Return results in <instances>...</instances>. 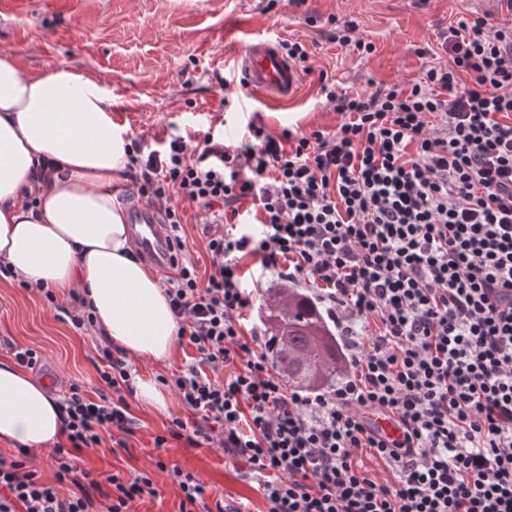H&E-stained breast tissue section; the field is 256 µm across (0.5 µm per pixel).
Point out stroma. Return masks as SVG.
I'll return each instance as SVG.
<instances>
[{"mask_svg":"<svg viewBox=\"0 0 512 512\" xmlns=\"http://www.w3.org/2000/svg\"><path fill=\"white\" fill-rule=\"evenodd\" d=\"M473 15L491 28L512 26V0H0V51L33 75L66 65L104 78L113 119L156 149L177 136L203 139L211 129L231 142L251 120L275 135L333 128L340 117L322 102L320 76L351 93L407 85L425 61H448L441 33ZM347 22L372 52L336 42ZM247 31L304 44L312 72L293 101L272 104L239 86L228 59ZM420 48L429 58L417 56ZM13 344L38 352L41 368L33 376L53 395L76 383L93 396L101 386L94 337L73 330L37 290L0 275V358L10 357ZM127 401L139 424L132 451L106 442L82 453L83 467L126 474L150 469L160 457L198 476L211 501L231 498L248 512H264L256 480L221 449L182 441L154 448V435L182 414L178 400L165 414L143 408L135 396Z\"/></svg>","mask_w":512,"mask_h":512,"instance_id":"obj_1","label":"stroma"}]
</instances>
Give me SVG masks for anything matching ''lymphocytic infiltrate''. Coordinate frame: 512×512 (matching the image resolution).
<instances>
[{
    "instance_id": "lymphocytic-infiltrate-1",
    "label": "lymphocytic infiltrate",
    "mask_w": 512,
    "mask_h": 512,
    "mask_svg": "<svg viewBox=\"0 0 512 512\" xmlns=\"http://www.w3.org/2000/svg\"><path fill=\"white\" fill-rule=\"evenodd\" d=\"M443 47L449 62L407 88L322 84L341 117L330 131L275 136L251 121L235 144L210 132L195 145L131 144L132 193L163 211L174 252L163 288L177 336L197 352L161 380L187 415L153 443L243 458L267 512H512V27L473 16ZM245 200L255 223H226ZM183 202L204 217L203 273L187 255ZM248 258L314 284L349 352L339 382L286 386L272 338L244 323ZM97 353L111 400L76 385L61 399L68 443L51 454L54 483L28 454L0 457V512H134L157 496L153 471L98 481L80 467L83 449H126L136 434L127 356L107 342ZM155 466L177 484L179 512H211L197 477ZM64 482L75 493L61 494Z\"/></svg>"
}]
</instances>
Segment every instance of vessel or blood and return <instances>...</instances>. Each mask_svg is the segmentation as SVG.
Segmentation results:
<instances>
[{"label":"vessel or blood","instance_id":"1","mask_svg":"<svg viewBox=\"0 0 512 512\" xmlns=\"http://www.w3.org/2000/svg\"><path fill=\"white\" fill-rule=\"evenodd\" d=\"M233 68L250 92L272 103H285L295 98L302 82L298 68L283 52L277 38L246 32L232 56ZM161 214L146 204L130 210L131 235L143 254L158 271H170L167 240L161 228Z\"/></svg>","mask_w":512,"mask_h":512}]
</instances>
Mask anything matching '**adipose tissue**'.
<instances>
[{
  "mask_svg": "<svg viewBox=\"0 0 512 512\" xmlns=\"http://www.w3.org/2000/svg\"><path fill=\"white\" fill-rule=\"evenodd\" d=\"M129 145L104 79L64 65L32 75L0 53V264L34 288L79 290L112 345L165 361L176 320L156 274L132 258L112 192ZM41 158L60 171L30 200L24 190ZM64 440L56 397L0 359V441L36 455Z\"/></svg>",
  "mask_w": 512,
  "mask_h": 512,
  "instance_id": "obj_1",
  "label": "adipose tissue"
}]
</instances>
